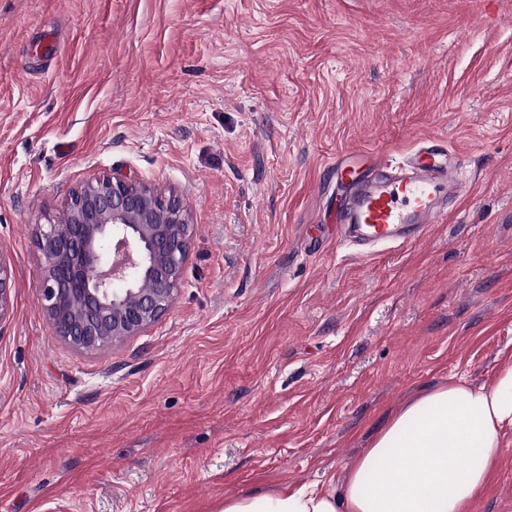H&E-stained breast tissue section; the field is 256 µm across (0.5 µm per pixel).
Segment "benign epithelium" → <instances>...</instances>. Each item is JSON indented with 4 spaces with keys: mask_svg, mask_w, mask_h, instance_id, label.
Segmentation results:
<instances>
[{
    "mask_svg": "<svg viewBox=\"0 0 512 512\" xmlns=\"http://www.w3.org/2000/svg\"><path fill=\"white\" fill-rule=\"evenodd\" d=\"M189 243L173 194L120 175L73 191L60 220L37 234L43 310L57 336L93 351L148 330L175 300ZM10 280L0 258V320Z\"/></svg>",
    "mask_w": 512,
    "mask_h": 512,
    "instance_id": "1",
    "label": "benign epithelium"
}]
</instances>
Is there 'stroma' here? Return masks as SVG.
I'll return each mask as SVG.
<instances>
[{
  "instance_id": "stroma-1",
  "label": "stroma",
  "mask_w": 512,
  "mask_h": 512,
  "mask_svg": "<svg viewBox=\"0 0 512 512\" xmlns=\"http://www.w3.org/2000/svg\"><path fill=\"white\" fill-rule=\"evenodd\" d=\"M438 141L469 191L336 243V166ZM119 173L178 195L169 312L85 352L38 225ZM0 512H218L342 477L408 400L512 363V0H0ZM472 512H512V442Z\"/></svg>"
}]
</instances>
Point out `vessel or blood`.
<instances>
[{
  "label": "vessel or blood",
  "instance_id": "vessel-or-blood-1",
  "mask_svg": "<svg viewBox=\"0 0 512 512\" xmlns=\"http://www.w3.org/2000/svg\"><path fill=\"white\" fill-rule=\"evenodd\" d=\"M337 175L351 187L339 233L363 246L402 243L447 223L449 200H460L467 188L447 152L431 140L405 162L379 158L363 169L343 164Z\"/></svg>",
  "mask_w": 512,
  "mask_h": 512
}]
</instances>
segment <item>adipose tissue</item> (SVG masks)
Here are the masks:
<instances>
[{
    "label": "adipose tissue",
    "mask_w": 512,
    "mask_h": 512,
    "mask_svg": "<svg viewBox=\"0 0 512 512\" xmlns=\"http://www.w3.org/2000/svg\"><path fill=\"white\" fill-rule=\"evenodd\" d=\"M512 435V364L449 378L395 413L339 484L229 497L219 512H472Z\"/></svg>",
    "instance_id": "adipose-tissue-1"
}]
</instances>
